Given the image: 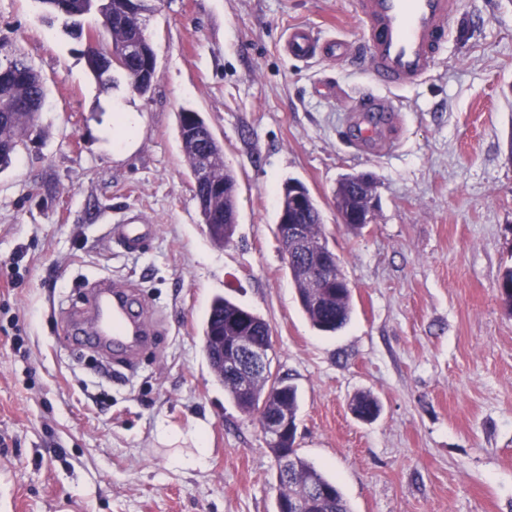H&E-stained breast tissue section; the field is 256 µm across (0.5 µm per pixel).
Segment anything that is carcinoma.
I'll return each instance as SVG.
<instances>
[{"label": "carcinoma", "instance_id": "cac0c4a2", "mask_svg": "<svg viewBox=\"0 0 512 512\" xmlns=\"http://www.w3.org/2000/svg\"><path fill=\"white\" fill-rule=\"evenodd\" d=\"M51 15H62L74 20L72 28L78 36H83V28L75 19L94 13L100 17V28L88 38L85 57L94 76L104 84L113 81V75L123 76L129 89L145 94L150 87L140 82L141 60L127 53V47L134 41L147 40L145 22L141 18L153 11L152 0H40ZM7 67L24 72L20 80L0 81V167L8 166L12 156L23 143L24 137L33 126L44 99L45 90L41 76L22 58L9 60ZM202 148L208 150V162L212 174L229 185L236 184L233 171L224 164V150L213 131H208V139ZM336 206L350 210L367 208V191H355L346 180L339 181L336 188ZM301 222L307 235L316 242H326L321 231L322 215L313 197L307 198L306 208L301 212ZM289 275L298 295L303 312L314 328L322 332L334 333L343 328L350 319L352 295L336 289V300L327 305L314 307L309 302L307 283L299 270L288 267ZM241 309V305L224 297L217 296L212 301L204 322L203 336L228 326L230 318ZM216 378L224 384V391L231 402L244 414L249 415L259 405L268 400L278 401L288 406L292 417L299 410V392L293 384L262 382L248 398L239 392L237 381L224 372L223 367L209 361ZM354 415L370 422L380 412L378 400L368 393L357 395L351 404ZM295 461L288 474L278 475L277 497L292 498L298 490L311 484L322 499L312 498L303 512H351L347 501L337 485L312 462L294 451Z\"/></svg>", "mask_w": 512, "mask_h": 512}]
</instances>
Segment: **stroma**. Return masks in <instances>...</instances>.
Listing matches in <instances>:
<instances>
[{
	"label": "stroma",
	"mask_w": 512,
	"mask_h": 512,
	"mask_svg": "<svg viewBox=\"0 0 512 512\" xmlns=\"http://www.w3.org/2000/svg\"><path fill=\"white\" fill-rule=\"evenodd\" d=\"M143 95L101 84L84 39L41 0H0V61L25 58L45 105L0 171V512H274L276 467L255 419L203 350L215 296L269 322L273 368L300 394L301 455L351 512H512V0H459L432 76L394 91V146L359 155L344 107L372 89L348 61H295L288 29L358 44L354 0H156ZM202 114L234 171L238 224L199 221L178 114ZM134 118L128 131L117 119ZM371 174L379 210L346 231L334 191ZM304 183L353 287L350 323L317 331L277 233L281 187ZM139 212L140 252L110 236ZM137 285L162 315L156 349L114 372L61 339L96 277ZM377 397L373 422L351 412ZM204 425L202 445L189 432ZM184 433L163 441L160 426ZM205 451L204 467L186 460Z\"/></svg>",
	"instance_id": "obj_1"
}]
</instances>
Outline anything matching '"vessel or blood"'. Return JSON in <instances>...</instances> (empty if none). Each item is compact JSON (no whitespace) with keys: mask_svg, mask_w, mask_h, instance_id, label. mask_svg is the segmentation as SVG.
Segmentation results:
<instances>
[{"mask_svg":"<svg viewBox=\"0 0 512 512\" xmlns=\"http://www.w3.org/2000/svg\"><path fill=\"white\" fill-rule=\"evenodd\" d=\"M457 5L458 0H355L372 79L392 91L427 78ZM284 48L297 60L317 55L344 60L352 53L346 40H318L304 25L289 29ZM395 110L389 96L350 108L346 129L354 149L367 154L377 144L394 143ZM156 233V224L140 215L123 218L112 227L114 240L128 252L141 250ZM65 317L64 337L72 349L92 347L117 367H134L137 356L155 343L153 316L144 302L132 288L108 277L96 279Z\"/></svg>","mask_w":512,"mask_h":512,"instance_id":"vessel-or-blood-1","label":"vessel or blood"}]
</instances>
